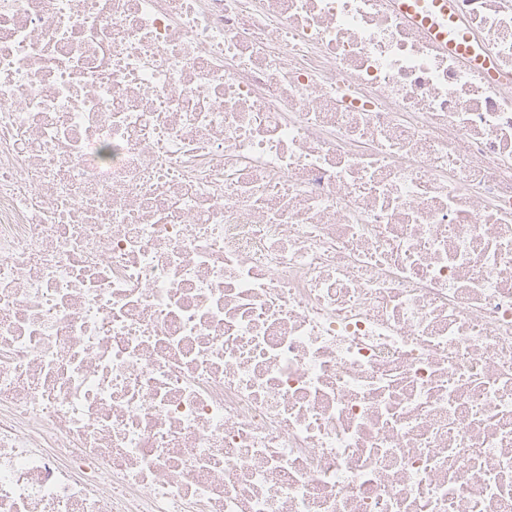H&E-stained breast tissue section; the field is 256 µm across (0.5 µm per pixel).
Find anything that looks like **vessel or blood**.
I'll list each match as a JSON object with an SVG mask.
<instances>
[{
  "label": "vessel or blood",
  "mask_w": 512,
  "mask_h": 512,
  "mask_svg": "<svg viewBox=\"0 0 512 512\" xmlns=\"http://www.w3.org/2000/svg\"><path fill=\"white\" fill-rule=\"evenodd\" d=\"M398 10L440 44H451L465 59L471 58L473 37L458 24L451 0H394Z\"/></svg>",
  "instance_id": "b4317fda"
}]
</instances>
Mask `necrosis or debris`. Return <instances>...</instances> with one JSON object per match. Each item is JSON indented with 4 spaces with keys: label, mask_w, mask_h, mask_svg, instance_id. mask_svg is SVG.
Here are the masks:
<instances>
[{
    "label": "necrosis or debris",
    "mask_w": 512,
    "mask_h": 512,
    "mask_svg": "<svg viewBox=\"0 0 512 512\" xmlns=\"http://www.w3.org/2000/svg\"><path fill=\"white\" fill-rule=\"evenodd\" d=\"M0 0V512H512V0ZM394 0L398 10L412 23L420 24L425 32L448 49L449 30H456V37L450 39L449 45L464 59L470 60L474 53L473 37L469 31L456 20L452 13L450 0Z\"/></svg>",
    "instance_id": "1"
}]
</instances>
